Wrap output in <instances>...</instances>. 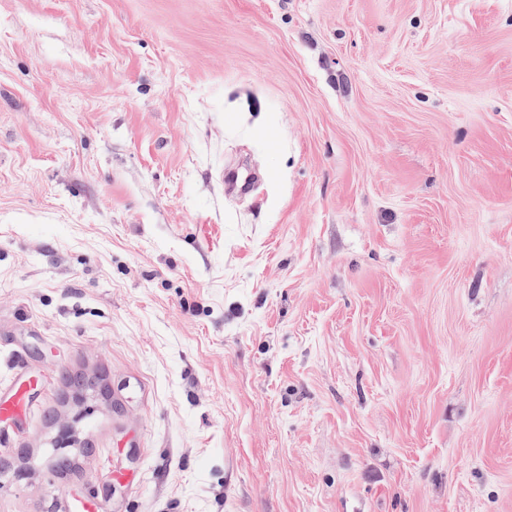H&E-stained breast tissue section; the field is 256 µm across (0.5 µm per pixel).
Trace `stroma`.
I'll return each instance as SVG.
<instances>
[{
	"label": "stroma",
	"instance_id": "1",
	"mask_svg": "<svg viewBox=\"0 0 512 512\" xmlns=\"http://www.w3.org/2000/svg\"><path fill=\"white\" fill-rule=\"evenodd\" d=\"M20 380L0 512H512V0H0Z\"/></svg>",
	"mask_w": 512,
	"mask_h": 512
}]
</instances>
